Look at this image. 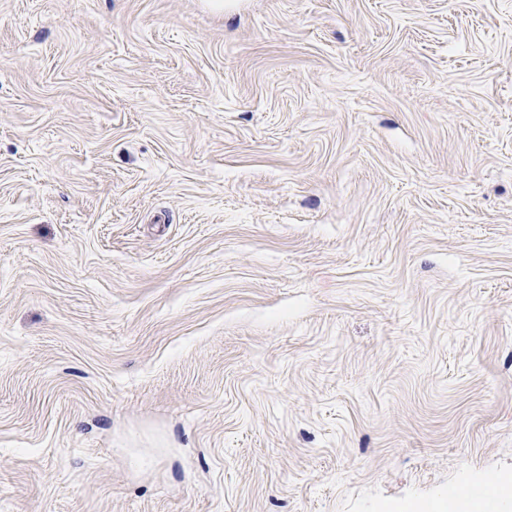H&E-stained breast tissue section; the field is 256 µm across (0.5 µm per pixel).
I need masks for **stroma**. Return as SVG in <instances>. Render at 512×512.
<instances>
[{
	"mask_svg": "<svg viewBox=\"0 0 512 512\" xmlns=\"http://www.w3.org/2000/svg\"><path fill=\"white\" fill-rule=\"evenodd\" d=\"M491 477L512 0H0V512Z\"/></svg>",
	"mask_w": 512,
	"mask_h": 512,
	"instance_id": "stroma-1",
	"label": "stroma"
}]
</instances>
